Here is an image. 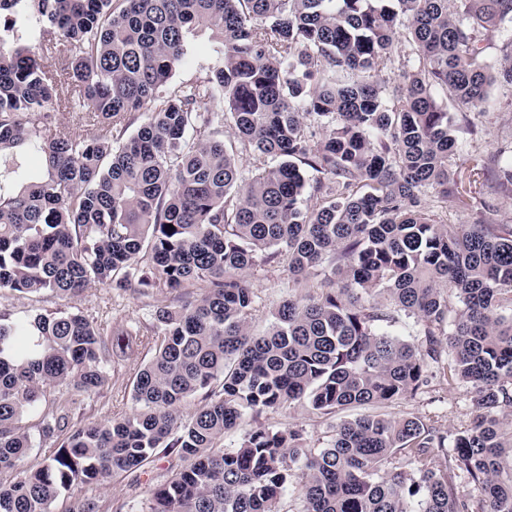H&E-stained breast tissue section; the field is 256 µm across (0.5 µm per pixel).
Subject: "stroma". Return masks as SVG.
Listing matches in <instances>:
<instances>
[{
  "mask_svg": "<svg viewBox=\"0 0 512 512\" xmlns=\"http://www.w3.org/2000/svg\"><path fill=\"white\" fill-rule=\"evenodd\" d=\"M491 97L496 107L490 112L472 113L471 118L481 128L477 141L479 149L489 157L512 155V89L494 87ZM485 216L498 224H512V198L493 188H485L479 209L462 208L448 204L442 216L452 224H469L478 216ZM331 273L320 269L302 286H295L284 262H257L248 272V280L256 294L253 325L264 329L271 321L276 307L286 299L305 294L320 293L328 287ZM200 285H191L171 292L151 288H130L116 294L110 288L96 285L72 299V306L84 315L109 319L113 327L130 331L131 344L125 352L115 354L110 368V379L101 395L86 401L74 416L75 425L104 421L128 413L130 383L138 369L148 360L151 350L148 336L141 330L150 323L153 309L160 304H179L200 294ZM391 416L426 415L432 417L445 432L467 427L472 419L470 388L460 384L448 387L438 372H430L424 392L394 401L385 409ZM330 419L307 409L283 407L263 414L259 420L244 419L224 438L225 448H233L256 427L293 429L299 431L302 443L308 448L322 447L330 434ZM174 459L159 457L144 472L126 474L110 485H90L62 494L52 506L53 512H69L75 499H92L111 512H142L146 490L163 483L171 474Z\"/></svg>",
  "mask_w": 512,
  "mask_h": 512,
  "instance_id": "35a3bbf8",
  "label": "stroma"
}]
</instances>
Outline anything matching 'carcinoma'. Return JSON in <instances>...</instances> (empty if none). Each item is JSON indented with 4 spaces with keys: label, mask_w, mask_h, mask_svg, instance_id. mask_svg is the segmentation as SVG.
<instances>
[{
    "label": "carcinoma",
    "mask_w": 512,
    "mask_h": 512,
    "mask_svg": "<svg viewBox=\"0 0 512 512\" xmlns=\"http://www.w3.org/2000/svg\"><path fill=\"white\" fill-rule=\"evenodd\" d=\"M192 40L207 65L177 79ZM499 80L512 86V0H0V291L64 301L0 313V512H50L160 454L190 464L145 512H283L290 492L299 512H512V224H449L426 201L472 208L491 182L512 194V160L474 147L455 168L476 128L438 98L481 108ZM60 110L99 133L74 135ZM28 156L40 167L6 190ZM259 258L298 285L328 266L337 287L257 331ZM198 282L153 311L131 412L75 426L68 393L99 395L128 333L65 302L93 284ZM403 315L422 344L394 330ZM432 365L473 390L450 436L376 411L322 448L260 427L224 449L244 418L286 405L328 416L413 396ZM30 416L55 440L37 467Z\"/></svg>",
    "instance_id": "carcinoma-1"
}]
</instances>
